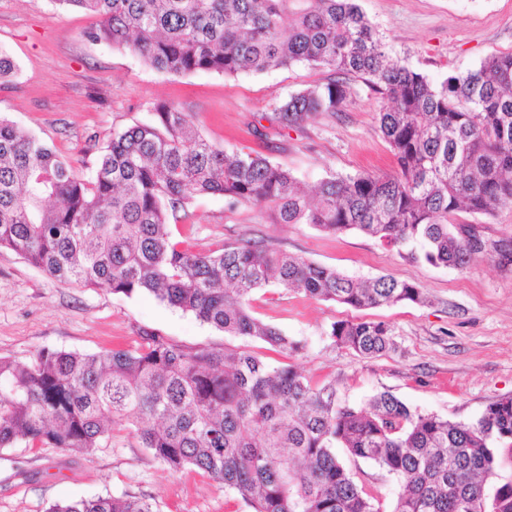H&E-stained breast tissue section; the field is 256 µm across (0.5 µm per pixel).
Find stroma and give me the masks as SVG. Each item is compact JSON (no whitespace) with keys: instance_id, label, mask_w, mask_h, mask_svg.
Wrapping results in <instances>:
<instances>
[{"instance_id":"stroma-1","label":"stroma","mask_w":512,"mask_h":512,"mask_svg":"<svg viewBox=\"0 0 512 512\" xmlns=\"http://www.w3.org/2000/svg\"><path fill=\"white\" fill-rule=\"evenodd\" d=\"M394 57L435 84L512 52V0H360ZM93 16L64 10L54 0H0V51L13 60L0 80V117L31 132L75 172L92 176L97 146L114 132L151 120L159 104L189 113L200 132L227 152L257 151L288 169L305 187L332 175L395 173L378 130L382 105L361 80L342 112L317 115L288 135L259 139L256 116H272L279 99L326 82L329 71L297 64L287 69L224 76L158 73L125 49L93 42ZM454 224L487 245L457 270L411 260L397 248L358 231L331 235L309 224H274L223 196L196 198L172 227L175 240L204 251L252 239L356 278L388 274L415 284L423 304L356 310L271 287L254 295L253 314L307 348L290 357L312 383L334 382L341 403L363 405L387 391L412 411L452 422H476L486 406L512 396V208L491 216L465 212ZM388 324L395 347L365 358L335 345L330 325L341 320ZM188 346H220L223 332L153 295L112 293L49 279L11 250L0 249V358L26 359L43 348L97 353L131 349L142 332ZM87 454L45 445L0 450V512H46L51 503L80 497L140 495L157 512H250L233 491L205 474H173L156 463L125 422Z\"/></svg>"}]
</instances>
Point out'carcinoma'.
Returning a JSON list of instances; mask_svg holds the SVG:
<instances>
[{
  "label": "carcinoma",
  "mask_w": 512,
  "mask_h": 512,
  "mask_svg": "<svg viewBox=\"0 0 512 512\" xmlns=\"http://www.w3.org/2000/svg\"><path fill=\"white\" fill-rule=\"evenodd\" d=\"M97 19L88 37L124 48L166 75L234 76L305 64L334 78L278 102V129L334 117L358 77L383 99L378 129L398 172L325 179L310 193L286 169L206 140L175 105L112 135L90 178L0 118V249L48 277L148 292L226 336L296 355L305 343L255 317V292L277 286L354 309L425 302L388 276L359 281L261 241L198 251L171 239V220L219 194L276 224L360 231L413 259L463 269L485 250L450 223L512 207V52L440 85L393 57L356 0H53ZM333 342L363 357L394 349L383 322L331 324ZM135 349H42L0 359V449L18 443L85 454L124 420L171 473L193 470L232 489L251 512H384L336 454L400 481L390 512H512V481L492 484L512 452V397L472 424L413 412L388 391L340 404L291 364L241 347L185 346L144 333ZM47 512H156L146 497H93Z\"/></svg>",
  "instance_id": "1"
}]
</instances>
